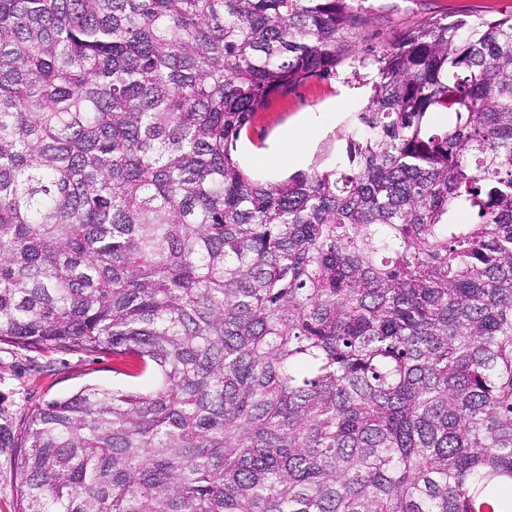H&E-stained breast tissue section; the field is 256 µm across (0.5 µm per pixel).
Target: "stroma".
I'll use <instances>...</instances> for the list:
<instances>
[{
  "mask_svg": "<svg viewBox=\"0 0 512 512\" xmlns=\"http://www.w3.org/2000/svg\"><path fill=\"white\" fill-rule=\"evenodd\" d=\"M361 12L366 24L356 39L366 54L380 51L397 35L432 17L451 14L468 20L490 19L512 12V0H347ZM368 90L350 69L336 77L315 79L287 98L273 99L257 113L248 133L242 134L236 153L241 167L260 182H277L312 166L333 167L336 135L351 113L366 103ZM308 112H327L331 118L299 164L268 174L257 162L281 132ZM124 366L112 354L81 349H24L0 342V512H21L20 442L32 416L51 399L64 398L85 385L102 388L132 385Z\"/></svg>",
  "mask_w": 512,
  "mask_h": 512,
  "instance_id": "1",
  "label": "stroma"
}]
</instances>
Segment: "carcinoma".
Listing matches in <instances>:
<instances>
[{
  "label": "carcinoma",
  "instance_id": "carcinoma-1",
  "mask_svg": "<svg viewBox=\"0 0 512 512\" xmlns=\"http://www.w3.org/2000/svg\"><path fill=\"white\" fill-rule=\"evenodd\" d=\"M363 25L0 0V341L150 376L40 407L23 512H512V14ZM345 66L336 168L253 180L254 115Z\"/></svg>",
  "mask_w": 512,
  "mask_h": 512
}]
</instances>
